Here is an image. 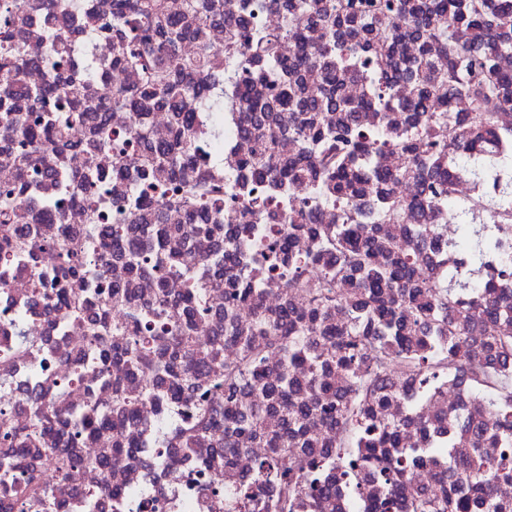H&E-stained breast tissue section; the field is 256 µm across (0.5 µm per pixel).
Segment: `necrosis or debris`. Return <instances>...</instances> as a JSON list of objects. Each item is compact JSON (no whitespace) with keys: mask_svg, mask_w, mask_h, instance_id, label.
<instances>
[{"mask_svg":"<svg viewBox=\"0 0 512 512\" xmlns=\"http://www.w3.org/2000/svg\"><path fill=\"white\" fill-rule=\"evenodd\" d=\"M70 195L73 202L59 223L32 218L36 243L32 263L15 266L0 277V412L7 427L21 435L28 431L35 407H49L56 415L51 438L60 439L68 454L82 459L84 465L72 476L48 456L45 446L17 455L0 445V512H20V497L3 468L7 462L34 476L36 487L48 493L56 512H224L225 477L245 476L253 458L269 453L267 439L255 438L237 456L228 457L224 427L217 424L204 430L197 451H189L185 427L191 422L188 409L196 393L180 388L169 391L155 385L151 368L127 365L121 357V337L108 339L113 352L108 359L91 343L95 315L118 325L125 321L129 304L93 299L83 313L76 314L71 304L42 299L36 291L38 275L58 264L50 241L62 240L68 249L88 243L86 193L75 187ZM309 195L310 186L303 183L290 186L285 197L267 198L270 221L259 225V233L280 234L285 216ZM203 293L207 313L195 320L191 341L198 347L218 349L199 383L209 391L208 407L220 412L224 394L210 385L223 377L226 364L241 355L237 345L223 341L225 308H233L236 324L247 327L257 310L272 313L285 307L286 301L277 291L262 293L256 306L229 304L220 273L210 274ZM389 388L380 416L396 423L397 447L426 448L454 436L453 421L461 414L475 426H491L487 411L465 382L447 383L436 398L426 400L416 411L407 404L412 385L400 373H393ZM101 409L110 412V428L76 435L84 415ZM402 485L413 496H439L447 493L451 480L444 467L423 462L404 473Z\"/></svg>","mask_w":512,"mask_h":512,"instance_id":"1","label":"necrosis or debris"}]
</instances>
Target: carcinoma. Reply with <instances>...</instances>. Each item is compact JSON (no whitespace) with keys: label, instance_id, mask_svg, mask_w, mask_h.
Here are the masks:
<instances>
[{"label":"carcinoma","instance_id":"obj_1","mask_svg":"<svg viewBox=\"0 0 512 512\" xmlns=\"http://www.w3.org/2000/svg\"><path fill=\"white\" fill-rule=\"evenodd\" d=\"M268 6L284 12L278 31L250 32L246 15ZM407 15L412 25L386 41L379 62L368 49L382 39V16ZM228 26V41L209 44L214 26ZM418 42V52H400L406 38ZM295 38L297 56L284 58L279 43ZM96 40L112 44V62L123 66L128 82L112 89L108 100L99 98L94 71L100 63L90 51ZM187 40L199 42L194 56L182 52ZM512 56V0H381L379 3L341 4L338 0H110L105 13L91 0H0V160L18 170V181L0 190V224L18 225V235L0 242L6 264H27L33 243L19 223L17 201L41 191L39 210L50 221L66 207L67 187L85 184L90 194L89 219L93 224L112 222V202L127 204L136 226L149 231L109 228L112 249L136 273L154 275L160 285L173 273L196 279L186 288L185 318L170 323L167 300L161 296L149 312L133 310L118 330L129 336L130 358L163 372H174L166 352L179 356L182 382L214 357V350L189 349L190 323L204 311L200 297L205 274L194 269L190 253L167 248L176 235L211 231L222 223L224 205L247 202L254 183L265 184L272 195H284L290 184L305 179L315 196L331 205L348 207L336 232L327 234L309 209L288 212L286 231L265 243L260 258L251 259L249 231L242 227L224 235L213 252L212 267H224V279L234 301L253 299L269 289L290 290L303 300L300 313L257 312L248 330L227 325L224 340L243 342L245 351L235 364L224 366V381L212 386L224 391L229 415L237 417L224 447L238 451L249 440L264 435L275 443L270 456L252 461L250 480L224 481V508L252 512L256 489L268 482L280 486L279 497L264 512H303L332 489L327 478L347 485L355 512H366L367 485L380 490L378 512H506L492 493V479L512 475V372L483 363L475 353H463L456 337L472 324L485 327L487 344L502 355H512V316L498 302L496 289L480 287L479 272L497 249V226L474 224L461 215L464 240L449 248L465 253L464 270H444L432 281L418 283L412 276L414 251L400 253L396 239L412 234L424 245L448 234L445 224H406L405 216H421L419 201L404 204L392 198L399 177L432 180L435 195L447 206L454 194L447 171L448 154L456 156L471 180L495 186L512 174V157L492 155L476 148L473 127L490 125L491 115L512 99L503 94L512 74L498 62ZM39 70L44 79L30 83L26 75ZM355 78L367 84L365 100L339 112L329 124L324 113L335 108L336 89ZM399 81L411 84L413 97L402 103L394 98ZM460 97L470 99L474 112L468 121L450 115ZM402 107L408 120L388 127L384 113ZM376 109L371 125L359 122V112ZM176 113V131L157 140L138 122L153 111ZM125 112L131 124L112 129L109 113ZM237 113L240 138L251 143L249 154L212 160V169L197 167L195 153L210 145H224V113ZM75 123H88L93 134L82 147L84 163L75 168L58 149ZM291 136L294 154H282L278 140ZM429 147L419 151V144ZM56 149L55 167L45 180H33V167L42 153ZM398 149L408 155L406 166L393 173L378 163L385 152ZM120 164L125 175L109 181L108 167ZM184 211H196V223L170 228ZM496 213L501 224L512 226V198L501 196ZM310 238L304 253L292 250V240ZM60 264L41 276L52 285L47 298L64 300L70 283L101 262L95 243L85 250H68L52 244ZM350 281L351 291L336 287ZM97 296L116 297L123 290L105 272L92 279ZM335 308L345 312L343 323L331 328L326 319ZM279 353L288 369L307 363L312 369L303 392L306 411L294 401L279 402L288 430H270L267 408L256 404L239 409L245 387L279 397L278 389L265 385L266 356ZM339 361L347 371L346 391L336 403L321 406L317 400V372L323 356ZM403 375L415 382L410 408L429 397L451 378L467 380L495 422L497 453L484 449L483 435L462 419L456 420V443L470 449L462 460L450 456L449 442L430 448L388 450L396 430L374 416L382 397L385 376L393 360ZM194 417L210 426L222 415L196 404ZM53 414L40 407L34 413L25 440L8 430L0 440L12 442L21 452L24 443L41 441ZM336 425V453L315 449L294 454L304 440L313 443L318 426ZM451 465L459 490L436 501L410 498L400 491L403 472L421 459ZM483 488L472 499L470 486Z\"/></svg>","mask_w":512,"mask_h":512}]
</instances>
